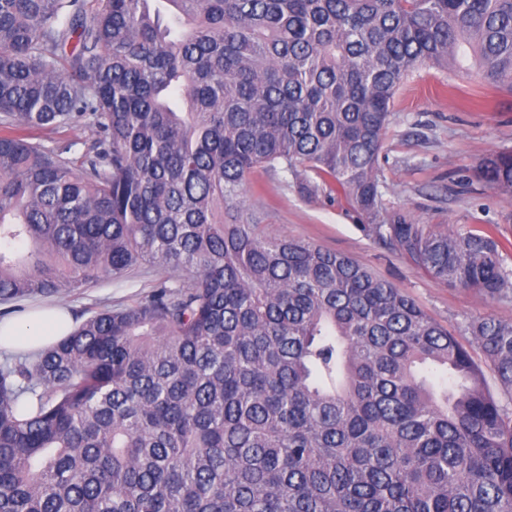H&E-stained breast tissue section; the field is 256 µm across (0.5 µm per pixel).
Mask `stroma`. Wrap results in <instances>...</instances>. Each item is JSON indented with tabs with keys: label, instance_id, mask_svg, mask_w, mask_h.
I'll use <instances>...</instances> for the list:
<instances>
[{
	"label": "stroma",
	"instance_id": "1",
	"mask_svg": "<svg viewBox=\"0 0 512 512\" xmlns=\"http://www.w3.org/2000/svg\"><path fill=\"white\" fill-rule=\"evenodd\" d=\"M505 150L512 151V90L488 83L468 49L460 66H419L397 89L377 163L376 217L362 213L333 185L309 198L298 177L262 168L250 174L231 210L256 218L262 234L304 239L364 264L413 298L479 361L483 354L469 324L489 316L512 319V297L492 299L435 280L379 241L369 226L402 216L435 231L456 225L512 242V194L477 175L483 157ZM152 280L146 272L104 278L57 302L79 322L99 309L132 303L147 294Z\"/></svg>",
	"mask_w": 512,
	"mask_h": 512
}]
</instances>
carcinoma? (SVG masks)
<instances>
[{"mask_svg": "<svg viewBox=\"0 0 512 512\" xmlns=\"http://www.w3.org/2000/svg\"><path fill=\"white\" fill-rule=\"evenodd\" d=\"M162 2L0 0V303L171 273L0 362V512H512V320L480 365L355 259L224 223L258 167L375 214L397 88L464 45L512 88V0ZM73 127L77 169L30 141ZM477 173L511 194L512 152ZM372 230L512 295L488 232Z\"/></svg>", "mask_w": 512, "mask_h": 512, "instance_id": "carcinoma-1", "label": "carcinoma"}]
</instances>
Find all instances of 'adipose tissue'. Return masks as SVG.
I'll return each mask as SVG.
<instances>
[{
    "mask_svg": "<svg viewBox=\"0 0 512 512\" xmlns=\"http://www.w3.org/2000/svg\"><path fill=\"white\" fill-rule=\"evenodd\" d=\"M72 329L67 310L37 307L20 320L0 322V349L35 351L54 344Z\"/></svg>",
    "mask_w": 512,
    "mask_h": 512,
    "instance_id": "obj_1",
    "label": "adipose tissue"
}]
</instances>
